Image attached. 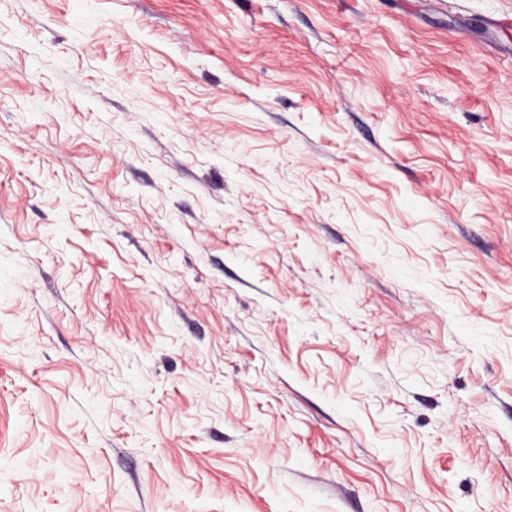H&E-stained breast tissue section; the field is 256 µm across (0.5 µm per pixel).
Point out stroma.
Masks as SVG:
<instances>
[{"label":"stroma","instance_id":"stroma-1","mask_svg":"<svg viewBox=\"0 0 512 512\" xmlns=\"http://www.w3.org/2000/svg\"><path fill=\"white\" fill-rule=\"evenodd\" d=\"M512 0H0V512H512Z\"/></svg>","mask_w":512,"mask_h":512}]
</instances>
